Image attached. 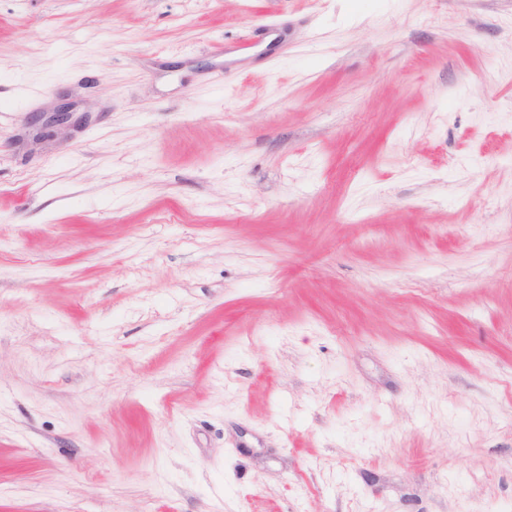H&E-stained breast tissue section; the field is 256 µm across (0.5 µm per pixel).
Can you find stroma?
I'll list each match as a JSON object with an SVG mask.
<instances>
[{"label": "stroma", "instance_id": "stroma-1", "mask_svg": "<svg viewBox=\"0 0 512 512\" xmlns=\"http://www.w3.org/2000/svg\"><path fill=\"white\" fill-rule=\"evenodd\" d=\"M0 512H512V0H0Z\"/></svg>", "mask_w": 512, "mask_h": 512}]
</instances>
